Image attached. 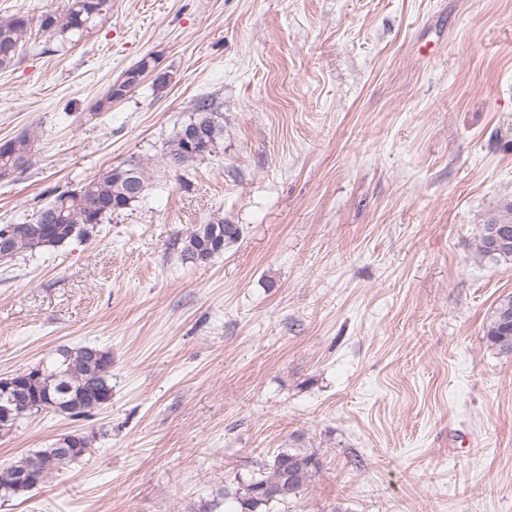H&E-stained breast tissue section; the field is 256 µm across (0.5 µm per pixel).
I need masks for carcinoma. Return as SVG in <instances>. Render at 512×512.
<instances>
[{
	"mask_svg": "<svg viewBox=\"0 0 512 512\" xmlns=\"http://www.w3.org/2000/svg\"><path fill=\"white\" fill-rule=\"evenodd\" d=\"M111 9V0H69L65 10L46 12L33 20L16 14L0 20V70L21 61L23 40L37 26L45 41L71 43L81 38ZM156 60L142 58L125 72L122 84L110 87L103 109L126 95L144 74L155 70ZM190 122L196 124L197 138L192 141L182 132L167 142L163 161L179 168L203 158L224 138L218 107L209 98L194 102ZM36 159L35 140L30 135L0 142V180H9L28 171ZM149 174L141 163L113 166L85 181L74 191L58 194L39 211L38 216L20 224H0L12 254L58 250L73 241L88 239L104 219L128 209L143 198ZM242 229L217 219L197 224L180 238V256L196 265H206L236 243ZM476 253L496 262L512 263V201L505 202L489 217L476 238ZM486 339L505 354H512V295L499 299L486 327ZM44 373L26 370L12 375L14 390L20 393L33 412L52 410L71 417L83 416L112 400V354L98 347L61 348L44 362ZM91 445L85 433L68 435L65 445L22 455L6 467H0V499L19 497L45 483L53 474L83 458ZM315 457L302 451L277 454L270 473L252 480L235 493V512H271L277 504L297 496L317 472ZM26 480L20 484V480Z\"/></svg>",
	"mask_w": 512,
	"mask_h": 512,
	"instance_id": "1",
	"label": "carcinoma"
}]
</instances>
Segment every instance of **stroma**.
Here are the masks:
<instances>
[{
    "label": "stroma",
    "instance_id": "1",
    "mask_svg": "<svg viewBox=\"0 0 512 512\" xmlns=\"http://www.w3.org/2000/svg\"><path fill=\"white\" fill-rule=\"evenodd\" d=\"M152 75L97 104L145 57ZM212 156L171 168L194 101ZM0 224L136 160L139 202L87 240L0 263V377L112 354V401L0 434V466L89 453L0 512H231L282 450L317 474L276 512H512V355L484 328L512 264L474 240L512 200V0H112L78 42L29 33L0 71ZM243 228L210 264L188 228ZM215 102L209 98H199L194 102L190 121L185 124H196L197 138L193 142L188 137L194 135L195 129L187 130V136L182 134L183 127L167 142L163 161L169 167L179 168L200 158L210 155L224 138V125ZM36 159L34 136L21 135L0 142V180L15 179L28 171Z\"/></svg>",
    "mask_w": 512,
    "mask_h": 512
}]
</instances>
